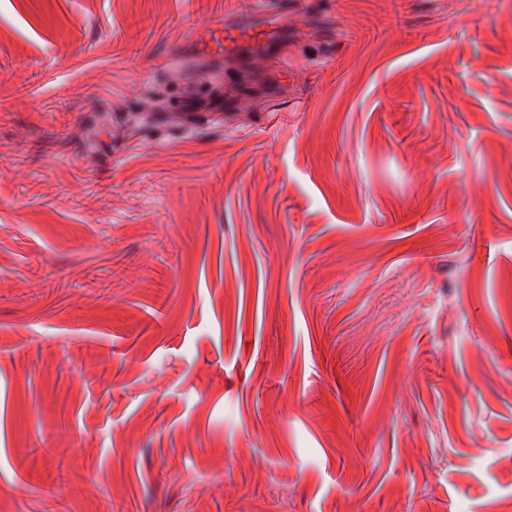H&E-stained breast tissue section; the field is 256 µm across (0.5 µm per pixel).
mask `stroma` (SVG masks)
Returning <instances> with one entry per match:
<instances>
[{
    "label": "stroma",
    "mask_w": 512,
    "mask_h": 512,
    "mask_svg": "<svg viewBox=\"0 0 512 512\" xmlns=\"http://www.w3.org/2000/svg\"><path fill=\"white\" fill-rule=\"evenodd\" d=\"M261 2L0 0V512H512V0ZM264 3L267 4V7L257 12L260 16L258 23L229 22L224 25V29H212L209 38L205 41L206 44L210 42L213 44L207 54L211 56L230 54L238 48L241 42L250 43L255 52H264L267 49L265 26L273 22L270 15L276 16L275 21L288 17V3L282 0H270Z\"/></svg>",
    "instance_id": "1"
}]
</instances>
